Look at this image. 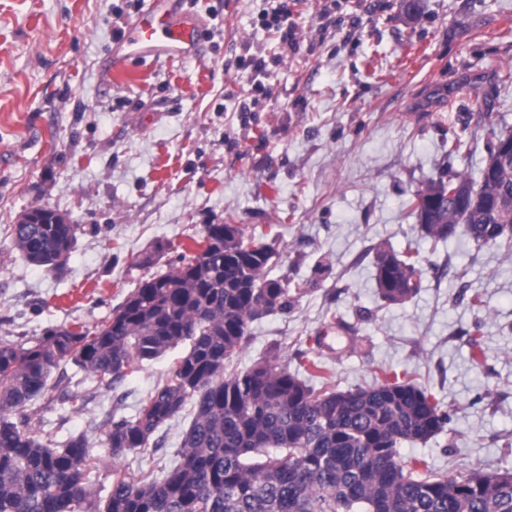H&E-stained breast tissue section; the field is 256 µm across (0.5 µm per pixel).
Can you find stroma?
<instances>
[{"label":"stroma","instance_id":"obj_1","mask_svg":"<svg viewBox=\"0 0 512 512\" xmlns=\"http://www.w3.org/2000/svg\"><path fill=\"white\" fill-rule=\"evenodd\" d=\"M146 3L0 0V338L107 321L140 279L195 254L204 225L267 230L279 252L270 275L290 305L250 323L226 374L271 358L315 386L309 359L347 391L404 373L450 420L427 442H402L401 463L423 459L445 477L512 469V252L462 234L432 242L406 207L443 163L478 177L488 122L512 128V84L501 80L512 71V0H297L293 49L265 20L272 0H188L204 21L200 57L105 74ZM254 57L267 77L238 68ZM452 130L471 136L468 157L446 160ZM35 206L79 227L63 272L12 246ZM158 244L154 265L141 266ZM381 244L424 260L405 303L378 294ZM475 293L484 308L470 305ZM173 360L109 391L60 365L59 391L89 394L88 411L57 400L29 413L109 456L90 421L134 417ZM192 417L184 408L159 430L153 458L129 452L117 467L133 480L166 470Z\"/></svg>","mask_w":512,"mask_h":512}]
</instances>
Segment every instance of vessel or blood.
<instances>
[{
    "mask_svg": "<svg viewBox=\"0 0 512 512\" xmlns=\"http://www.w3.org/2000/svg\"><path fill=\"white\" fill-rule=\"evenodd\" d=\"M201 48L199 20L182 9L181 0H151L128 24L116 56L140 63L160 57L191 59L200 55Z\"/></svg>",
    "mask_w": 512,
    "mask_h": 512,
    "instance_id": "1",
    "label": "vessel or blood"
}]
</instances>
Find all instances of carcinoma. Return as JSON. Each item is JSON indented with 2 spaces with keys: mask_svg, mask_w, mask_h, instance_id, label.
I'll return each mask as SVG.
<instances>
[{
  "mask_svg": "<svg viewBox=\"0 0 512 512\" xmlns=\"http://www.w3.org/2000/svg\"><path fill=\"white\" fill-rule=\"evenodd\" d=\"M488 175L473 181L439 169L408 200L424 216L419 232L436 242L464 234L512 250V160L495 154L512 130L488 123ZM469 150L460 133L446 157ZM36 221L16 224L12 243L49 271L67 263L79 225L60 212L31 208ZM268 234L203 225V240L220 246L180 255L152 275L93 329L51 328L25 342L0 339V512H512V471L460 477L408 468L403 440L425 442L448 420L434 396L396 374L341 391L307 385L267 361L224 376L248 340L249 323L288 308V289L268 276L278 255ZM375 279L382 300L400 304L422 288L416 250L379 246ZM165 384L141 400L133 418L106 422L112 458L155 453L156 433L193 403L179 463L137 481L113 470L104 499L91 475L104 465L87 437L64 441L32 424L28 408L53 399L54 370L72 363L110 389L178 347Z\"/></svg>",
  "mask_w": 512,
  "mask_h": 512,
  "instance_id": "cac0c4a2",
  "label": "carcinoma"
}]
</instances>
